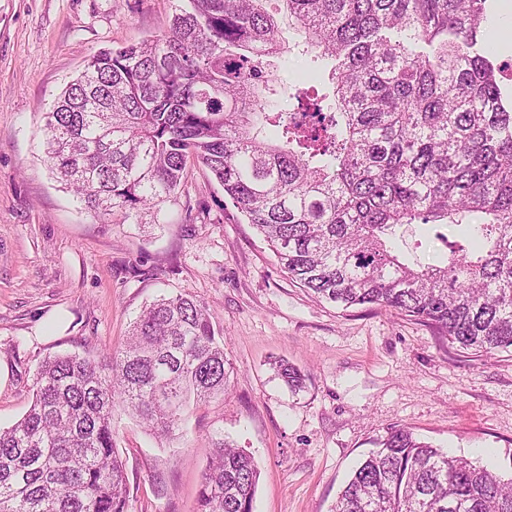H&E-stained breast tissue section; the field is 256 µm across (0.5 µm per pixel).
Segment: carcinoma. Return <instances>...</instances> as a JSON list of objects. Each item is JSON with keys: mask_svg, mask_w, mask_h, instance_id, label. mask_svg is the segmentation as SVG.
Here are the masks:
<instances>
[{"mask_svg": "<svg viewBox=\"0 0 512 512\" xmlns=\"http://www.w3.org/2000/svg\"><path fill=\"white\" fill-rule=\"evenodd\" d=\"M264 2L185 0L163 34L93 55L46 113L52 172L97 217L139 224L202 167L317 297L512 348V104L477 49L488 0H280L305 53L332 62L331 90L296 88L289 112L266 111L281 44ZM403 224L463 236L415 267L388 245ZM226 386L224 339L187 294L145 307L103 361L44 359L29 410L0 428V512H127L115 404L168 436ZM218 435L196 512H253L258 464ZM332 512H512V476L394 426Z\"/></svg>", "mask_w": 512, "mask_h": 512, "instance_id": "obj_1", "label": "carcinoma"}]
</instances>
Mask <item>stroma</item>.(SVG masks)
<instances>
[{
	"instance_id": "35a3bbf8",
	"label": "stroma",
	"mask_w": 512,
	"mask_h": 512,
	"mask_svg": "<svg viewBox=\"0 0 512 512\" xmlns=\"http://www.w3.org/2000/svg\"><path fill=\"white\" fill-rule=\"evenodd\" d=\"M176 0H0V427L27 411L39 363L119 349L157 297L187 294L213 314L229 363L223 398L157 438L123 405L112 412L127 512H195L216 434L260 469L254 512H331L388 428L512 474V350H462L423 321L378 306L318 300L194 169L150 224L106 223L56 181L45 114L88 59L166 30ZM309 57L266 60L268 111L286 108ZM391 243L411 263L448 251L420 225ZM285 360L307 376L291 392Z\"/></svg>"
}]
</instances>
